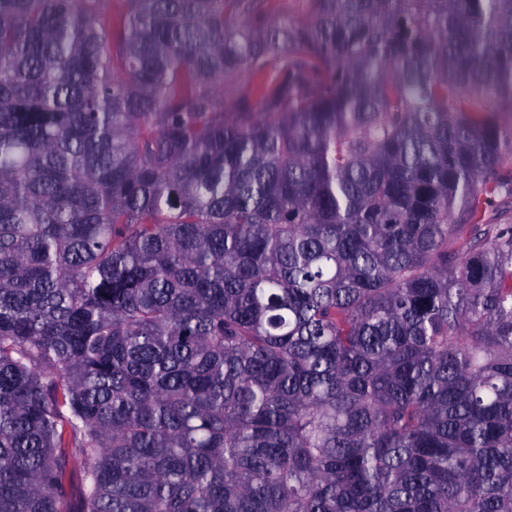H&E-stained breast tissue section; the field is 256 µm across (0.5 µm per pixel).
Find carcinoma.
I'll return each instance as SVG.
<instances>
[{
	"label": "carcinoma",
	"mask_w": 512,
	"mask_h": 512,
	"mask_svg": "<svg viewBox=\"0 0 512 512\" xmlns=\"http://www.w3.org/2000/svg\"><path fill=\"white\" fill-rule=\"evenodd\" d=\"M115 2L0 0V512H512V0ZM307 10L306 0H275L267 2V15L270 22L278 21L283 13L303 15Z\"/></svg>",
	"instance_id": "carcinoma-1"
}]
</instances>
